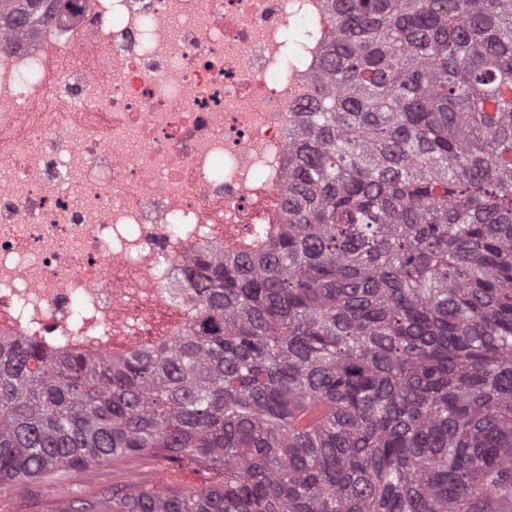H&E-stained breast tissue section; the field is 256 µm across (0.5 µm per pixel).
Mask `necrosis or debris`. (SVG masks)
Masks as SVG:
<instances>
[{"label":"necrosis or debris","mask_w":512,"mask_h":512,"mask_svg":"<svg viewBox=\"0 0 512 512\" xmlns=\"http://www.w3.org/2000/svg\"><path fill=\"white\" fill-rule=\"evenodd\" d=\"M325 0H68L0 34V339L154 340L200 247L283 223Z\"/></svg>","instance_id":"4bbe7bcc"}]
</instances>
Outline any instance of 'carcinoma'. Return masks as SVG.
Wrapping results in <instances>:
<instances>
[{
    "label": "carcinoma",
    "instance_id": "cac0c4a2",
    "mask_svg": "<svg viewBox=\"0 0 512 512\" xmlns=\"http://www.w3.org/2000/svg\"><path fill=\"white\" fill-rule=\"evenodd\" d=\"M326 9L287 223L202 250L155 344L0 343V493L148 454L215 478L72 512H512V0Z\"/></svg>",
    "mask_w": 512,
    "mask_h": 512
}]
</instances>
